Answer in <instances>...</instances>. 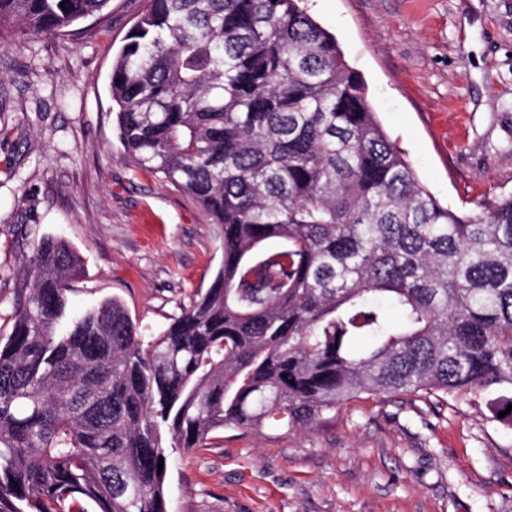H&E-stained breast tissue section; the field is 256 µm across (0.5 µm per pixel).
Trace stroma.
I'll return each instance as SVG.
<instances>
[{"instance_id":"obj_1","label":"stroma","mask_w":512,"mask_h":512,"mask_svg":"<svg viewBox=\"0 0 512 512\" xmlns=\"http://www.w3.org/2000/svg\"><path fill=\"white\" fill-rule=\"evenodd\" d=\"M380 121L442 202L512 193V0H304ZM145 0H111L72 35L0 30V300L35 236L79 252L69 310L119 298L164 329L222 262L221 231L120 144L109 79ZM34 229V236L18 231ZM169 512H512V431L466 401L362 397L306 428L210 434L166 476Z\"/></svg>"}]
</instances>
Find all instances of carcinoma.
I'll return each mask as SVG.
<instances>
[{
	"mask_svg": "<svg viewBox=\"0 0 512 512\" xmlns=\"http://www.w3.org/2000/svg\"><path fill=\"white\" fill-rule=\"evenodd\" d=\"M109 3L0 0V25L31 42ZM110 92L125 153L211 215L222 262L146 336L117 297L68 316L81 258L38 241L0 314V512H168L167 448L363 394L512 429V194L442 205L302 0H146Z\"/></svg>",
	"mask_w": 512,
	"mask_h": 512,
	"instance_id": "1",
	"label": "carcinoma"
}]
</instances>
